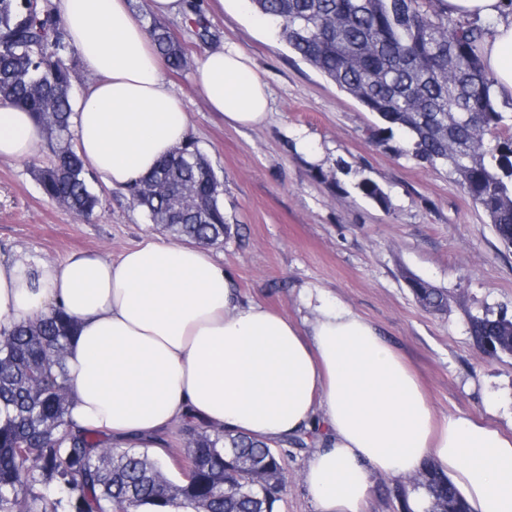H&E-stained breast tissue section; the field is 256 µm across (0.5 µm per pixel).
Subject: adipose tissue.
Here are the masks:
<instances>
[{
    "mask_svg": "<svg viewBox=\"0 0 512 512\" xmlns=\"http://www.w3.org/2000/svg\"><path fill=\"white\" fill-rule=\"evenodd\" d=\"M53 2L93 77L73 108L76 151L107 187L128 189L188 143L189 116L128 0ZM446 2L450 16L488 26L483 60L512 98V0ZM198 81L228 125L266 123L267 86L239 47L208 52ZM43 138L30 113L0 107V159L35 160ZM58 309L77 326L70 418L110 447H161L163 431L188 420L269 443L311 431L305 481L319 512H363L375 477L412 475L427 459L473 512H512V436L465 414L435 421L402 358L350 308L321 301L296 324L242 302L207 250L153 236L115 261L0 254V330Z\"/></svg>",
    "mask_w": 512,
    "mask_h": 512,
    "instance_id": "1",
    "label": "adipose tissue"
}]
</instances>
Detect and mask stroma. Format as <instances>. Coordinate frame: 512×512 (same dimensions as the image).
I'll use <instances>...</instances> for the list:
<instances>
[{"label": "stroma", "instance_id": "35a3bbf8", "mask_svg": "<svg viewBox=\"0 0 512 512\" xmlns=\"http://www.w3.org/2000/svg\"><path fill=\"white\" fill-rule=\"evenodd\" d=\"M195 11L164 19L194 66L163 75L188 112L190 141L224 183L231 233L212 253L235 278L246 301L287 313L301 323L314 311L304 297L317 290L352 308L407 362L437 418L468 414L512 428V357H489L473 343L469 314L512 316V249L486 216L437 168L399 153V139L370 131L379 123L357 99L296 56L278 22L257 25L250 0H192ZM208 25L212 41L195 36ZM238 44L267 83L272 111L256 129H237L211 112L195 65L224 42ZM317 149L295 148L298 136ZM386 194L359 193L362 178ZM101 200L87 220L48 199L27 161L0 160V252L20 247L61 262L80 252L118 257L156 235L128 192L91 179ZM448 291L447 314L424 312L410 277ZM288 477L278 512H318L304 471L313 453L280 446Z\"/></svg>", "mask_w": 512, "mask_h": 512}]
</instances>
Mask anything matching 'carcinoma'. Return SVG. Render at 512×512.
<instances>
[{
  "instance_id": "obj_1",
  "label": "carcinoma",
  "mask_w": 512,
  "mask_h": 512,
  "mask_svg": "<svg viewBox=\"0 0 512 512\" xmlns=\"http://www.w3.org/2000/svg\"><path fill=\"white\" fill-rule=\"evenodd\" d=\"M281 22L288 47L385 124L376 133L404 135V151L448 174L478 204L501 243L512 248V114L496 106L495 79L480 51L487 33L448 15L446 0H251ZM156 49L171 69L189 65L184 46L150 20ZM74 49L59 16L44 0H0V103L30 112L52 157L34 169L43 193L78 217L100 199L89 187L73 144L71 79ZM175 186L181 197L163 185ZM384 202L369 177L357 184ZM151 223L176 242L217 245L230 233L221 180L192 144L163 160L129 190ZM417 302L448 312V292L414 278ZM477 344L512 356V319L468 316ZM75 331L62 311L0 332V512H276L285 487L280 455L267 442L210 433L187 422L180 466L191 477L169 479L147 451H114L68 418L65 350ZM57 485L65 500L51 499ZM414 489L423 512H470L448 474L426 461Z\"/></svg>"
}]
</instances>
